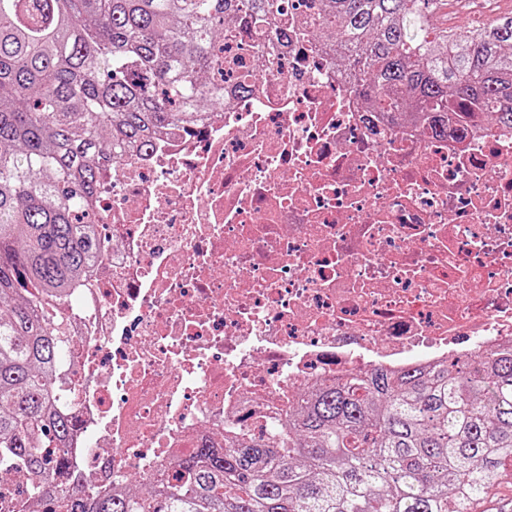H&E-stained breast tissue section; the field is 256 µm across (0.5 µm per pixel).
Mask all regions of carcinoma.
<instances>
[{
    "label": "carcinoma",
    "mask_w": 512,
    "mask_h": 512,
    "mask_svg": "<svg viewBox=\"0 0 512 512\" xmlns=\"http://www.w3.org/2000/svg\"><path fill=\"white\" fill-rule=\"evenodd\" d=\"M289 0H0V474L37 512H512V348L349 374L281 428L203 444L147 495L72 493L54 377L73 342L58 308L102 252L101 175L224 109V42ZM355 92L390 112H488L512 130V13L460 39L448 0H309Z\"/></svg>",
    "instance_id": "obj_1"
}]
</instances>
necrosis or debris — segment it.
I'll return each instance as SVG.
<instances>
[{
	"label": "necrosis or debris",
	"mask_w": 512,
	"mask_h": 512,
	"mask_svg": "<svg viewBox=\"0 0 512 512\" xmlns=\"http://www.w3.org/2000/svg\"><path fill=\"white\" fill-rule=\"evenodd\" d=\"M224 75L223 111L103 176L55 378L89 496L173 479L324 381L512 344V130L370 109L312 40L229 44Z\"/></svg>",
	"instance_id": "necrosis-or-debris-1"
}]
</instances>
